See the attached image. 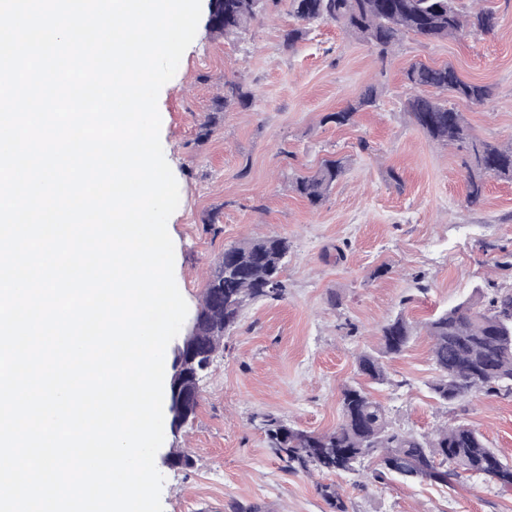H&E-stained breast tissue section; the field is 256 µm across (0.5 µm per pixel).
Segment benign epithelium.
I'll list each match as a JSON object with an SVG mask.
<instances>
[{"label": "benign epithelium", "instance_id": "1", "mask_svg": "<svg viewBox=\"0 0 512 512\" xmlns=\"http://www.w3.org/2000/svg\"><path fill=\"white\" fill-rule=\"evenodd\" d=\"M201 326L198 314L194 313L188 320L185 335L179 337L174 346V357L170 364L169 384L167 390V405L170 416V427L177 431L188 420V389L186 380L191 377L195 362L194 353L199 342Z\"/></svg>", "mask_w": 512, "mask_h": 512}]
</instances>
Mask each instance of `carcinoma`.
I'll use <instances>...</instances> for the list:
<instances>
[{"label":"carcinoma","instance_id":"carcinoma-1","mask_svg":"<svg viewBox=\"0 0 512 512\" xmlns=\"http://www.w3.org/2000/svg\"><path fill=\"white\" fill-rule=\"evenodd\" d=\"M282 1L298 20L334 23L381 55L409 34L432 42L452 37L467 26L490 33L498 23L490 10L464 13L457 0H272ZM262 9V0H222L210 28L224 35L243 32ZM405 78L417 89L408 101L414 123L430 139L464 152L467 203L480 202L488 178L512 180V142L492 144L479 139L462 113L446 100L452 95L482 104L492 95L491 87L463 81L447 64H413ZM375 102L371 88L329 119L342 126L352 124L357 112ZM344 172L343 160L325 159L314 173L296 177L292 187L316 206ZM288 250V238L277 233L224 248V260L215 261L199 304L207 317L200 336L207 357L215 358L224 346V336L236 328L241 302L284 295L281 272ZM423 328L432 341L436 376L430 390L438 404L446 407L467 394L512 395L511 289L489 284L477 290L476 297L430 318ZM414 336L415 327L403 315L389 319L380 329V348L357 357L358 371L375 383L388 381L385 360L403 353ZM340 407L341 422L324 433L290 427L284 435L283 420L262 417L269 448L286 470L351 473L371 459L372 476L378 480L398 476L409 483L428 480L448 486L468 473L512 489V462L502 459L483 434L466 423L445 426L430 436L401 432L389 424L384 407L361 385L341 390ZM319 491L336 512H344V502L333 485L321 484Z\"/></svg>","mask_w":512,"mask_h":512}]
</instances>
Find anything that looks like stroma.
Returning a JSON list of instances; mask_svg holds the SVG:
<instances>
[{
    "mask_svg": "<svg viewBox=\"0 0 512 512\" xmlns=\"http://www.w3.org/2000/svg\"><path fill=\"white\" fill-rule=\"evenodd\" d=\"M498 26L428 43L405 36L387 56L334 24L299 26L267 0L239 35L200 20L179 68L161 89L160 138L178 181L169 219L175 279L189 309L199 305L225 247L272 232L287 237V292L247 306L200 383L195 418L166 433L156 456L164 512H334L318 487L335 485L347 512H512V491L482 477L451 487L365 472L291 473L259 427L271 414L316 433L341 420L340 391L358 382L356 358L379 347L378 331L404 315L419 324L493 282L512 289V181L488 178L482 200L466 201L462 153L434 143L412 121L405 70L452 65L461 79L490 86L483 104L456 101L474 133L512 139V0H484ZM249 91L225 102V85ZM378 91L356 122L331 113L366 88ZM334 156L344 176L318 207L291 181ZM388 383L370 385L395 429L417 435L463 422L512 460V395L433 399L430 339L417 332L387 362ZM183 449L187 469L165 457Z\"/></svg>",
    "mask_w": 512,
    "mask_h": 512,
    "instance_id": "1",
    "label": "stroma"
}]
</instances>
